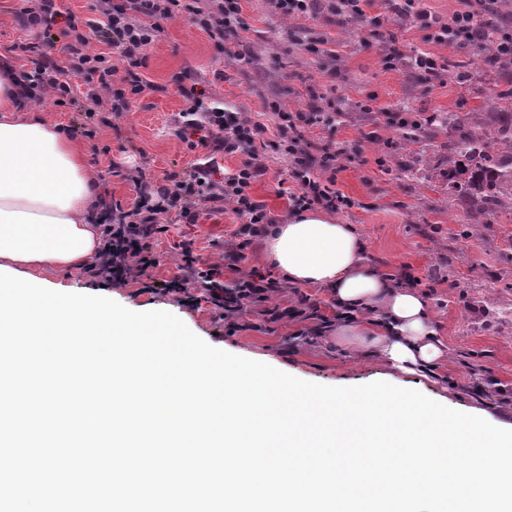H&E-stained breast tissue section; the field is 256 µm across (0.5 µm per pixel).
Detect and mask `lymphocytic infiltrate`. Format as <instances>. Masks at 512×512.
Listing matches in <instances>:
<instances>
[{
	"label": "lymphocytic infiltrate",
	"instance_id": "f902f5d3",
	"mask_svg": "<svg viewBox=\"0 0 512 512\" xmlns=\"http://www.w3.org/2000/svg\"><path fill=\"white\" fill-rule=\"evenodd\" d=\"M478 2L486 21H477L472 13L463 12L452 23L439 26L430 15L421 12L417 22L437 43L474 46L484 41L486 31L491 30L499 46L511 51L512 23L495 20L497 0ZM179 4L180 0H98V8L106 18L100 28L84 26L75 15H64L59 0H30L20 22L23 27L42 32L44 42L13 47L18 56L32 59L31 70L24 74L29 98L36 101L45 93H53L58 102L77 106L88 120L106 106L117 113L127 111L134 99L154 89L153 82L138 75L137 69L143 66L145 53L158 36L160 20L171 17ZM270 4L274 13L286 17L314 16L326 10L342 21L354 20L377 28L382 25L380 18L368 16V0H270ZM187 11L225 55H232L242 28L239 0H196ZM62 15L67 18V27L53 33L52 26ZM95 40L107 44V51L90 52L89 46ZM112 48L136 70L120 88L113 80L116 68L108 55ZM77 77L85 83V92L77 91L73 83ZM177 91L185 106L173 119L176 132L188 149H202L201 160L186 177H171L162 184L133 177L135 198L130 208L102 199L103 246L99 264L87 269L91 276L123 281L157 267L160 255L153 239L163 230L161 215L176 209L192 224L199 219V206L203 203L214 207L233 202L239 224L224 259L231 265L241 262L252 243L268 235L274 224L266 206L251 194L267 170L261 148L267 144L271 130L290 164L289 213L316 206L329 212L352 207L351 198L338 189L335 178L315 175L319 169L335 170L338 149L330 145L315 147L302 132L307 125L335 126V113L319 109L293 113L276 108L272 111L274 122L269 125L224 108L219 101L204 100L194 85L186 82H179ZM221 154H240L244 160L232 175L219 181L214 172ZM183 256L185 273L175 279V286L192 287L228 317L240 314L251 304L269 300L280 288L279 281L257 273L225 285L218 267L196 266L189 242L183 245Z\"/></svg>",
	"mask_w": 512,
	"mask_h": 512
}]
</instances>
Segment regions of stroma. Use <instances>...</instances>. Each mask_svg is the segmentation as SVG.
Here are the masks:
<instances>
[{
  "instance_id": "1",
  "label": "stroma",
  "mask_w": 512,
  "mask_h": 512,
  "mask_svg": "<svg viewBox=\"0 0 512 512\" xmlns=\"http://www.w3.org/2000/svg\"><path fill=\"white\" fill-rule=\"evenodd\" d=\"M369 12L382 19L378 34L338 23L329 14L283 18L268 0H241V61L225 57L186 11L174 12L161 20L143 68L155 91L126 112L107 114L96 123L95 138L78 136L74 143L110 197L128 205L135 196L132 176L161 183L187 173L196 160L170 128L184 105L177 83L190 73L198 74L205 95L255 119H263L271 101L284 112L314 106L339 112L334 130L309 125L305 136L316 144L336 141L344 151L337 184L355 205L336 218L364 239L366 260L383 273L411 266L427 281L423 294L448 349L435 374L394 377L379 359L363 356L354 337L340 335L328 292L317 286L284 284L270 300L229 320L210 303L196 305L184 293L166 290L184 265L181 242H193L200 264L222 265L224 242L237 224L228 204L203 212L194 224L175 210L164 215L167 230L155 239L162 260L146 274L121 283L79 268L52 269L46 276L133 311L167 310L208 344L308 382L344 387L390 380L512 429V251L505 246L512 236V206L473 218L448 190V166L458 159L448 132L408 146L396 127L376 114L380 108L406 110L425 122L437 112H460L483 124L491 109L487 67L474 47L428 41L414 14L385 11L382 0H374ZM301 32L319 40L318 52L297 41ZM392 45L409 58L434 56L445 67L441 82L424 83L402 66L387 69L384 55ZM367 103L372 112H364ZM266 156L267 173L252 192L284 224L288 160L271 145ZM407 167L418 169V176H405ZM307 300L318 303V318L273 322L267 316L269 309Z\"/></svg>"
}]
</instances>
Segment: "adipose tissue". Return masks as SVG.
Instances as JSON below:
<instances>
[{"mask_svg":"<svg viewBox=\"0 0 512 512\" xmlns=\"http://www.w3.org/2000/svg\"><path fill=\"white\" fill-rule=\"evenodd\" d=\"M21 76L0 64V265L42 276L93 259L100 233L91 208L95 174L58 130L29 111ZM268 259L297 285L326 288L336 307L354 311L349 336H367L377 357L407 375H423L444 354L429 306L413 288L382 276L348 224L307 210L268 236Z\"/></svg>","mask_w":512,"mask_h":512,"instance_id":"adipose-tissue-1","label":"adipose tissue"}]
</instances>
